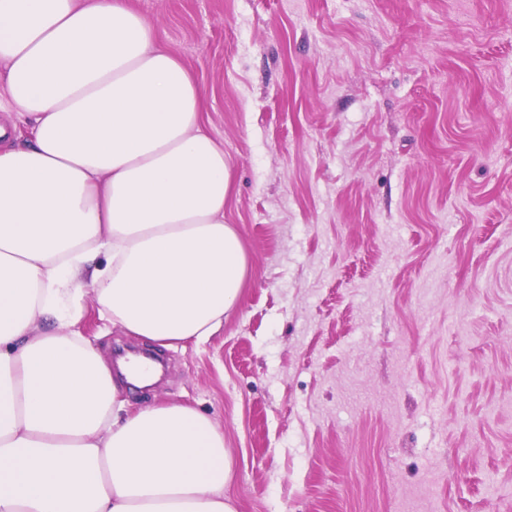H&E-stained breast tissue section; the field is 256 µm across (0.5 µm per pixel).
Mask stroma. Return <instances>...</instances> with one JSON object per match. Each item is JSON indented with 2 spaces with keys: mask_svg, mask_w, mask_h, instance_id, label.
<instances>
[{
  "mask_svg": "<svg viewBox=\"0 0 512 512\" xmlns=\"http://www.w3.org/2000/svg\"><path fill=\"white\" fill-rule=\"evenodd\" d=\"M134 4L205 90L248 269L131 409L209 416L237 512H512V0Z\"/></svg>",
  "mask_w": 512,
  "mask_h": 512,
  "instance_id": "35a3bbf8",
  "label": "stroma"
}]
</instances>
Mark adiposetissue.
Masks as SVG:
<instances>
[{
    "label": "adipose tissue",
    "instance_id": "adipose-tissue-1",
    "mask_svg": "<svg viewBox=\"0 0 512 512\" xmlns=\"http://www.w3.org/2000/svg\"><path fill=\"white\" fill-rule=\"evenodd\" d=\"M0 512H236L224 433L182 403L129 412L77 323L219 331L247 257L204 91L132 0H0ZM27 130L25 143L15 133Z\"/></svg>",
    "mask_w": 512,
    "mask_h": 512
}]
</instances>
